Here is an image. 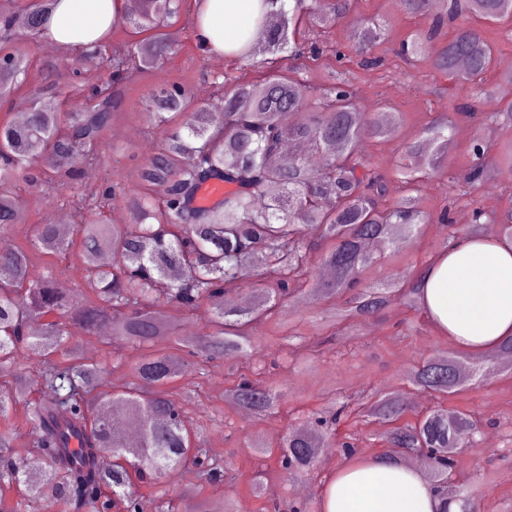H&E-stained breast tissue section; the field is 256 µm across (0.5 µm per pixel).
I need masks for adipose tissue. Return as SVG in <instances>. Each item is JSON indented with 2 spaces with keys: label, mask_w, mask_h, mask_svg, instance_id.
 Here are the masks:
<instances>
[{
  "label": "adipose tissue",
  "mask_w": 512,
  "mask_h": 512,
  "mask_svg": "<svg viewBox=\"0 0 512 512\" xmlns=\"http://www.w3.org/2000/svg\"><path fill=\"white\" fill-rule=\"evenodd\" d=\"M125 10V0H55L45 39L62 48L90 46ZM196 44L209 57L238 47L257 15L258 0H199ZM419 302L439 332L468 353H482L512 338V238H458L421 275ZM319 512H462L420 472L380 459L337 469L324 486Z\"/></svg>",
  "instance_id": "obj_1"
}]
</instances>
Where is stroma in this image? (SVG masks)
Returning <instances> with one entry per match:
<instances>
[{
	"mask_svg": "<svg viewBox=\"0 0 512 512\" xmlns=\"http://www.w3.org/2000/svg\"><path fill=\"white\" fill-rule=\"evenodd\" d=\"M193 9V0H184L182 16L173 26L178 33L177 39L171 42L173 55L161 68L133 77L125 86L120 107L122 117L104 132L99 142V153L110 164V178L126 187H137L144 160L165 141V127L151 123L145 115L156 89L182 84L191 90L196 100L211 108L224 95L213 76L228 69L231 62L203 56L197 49L193 38ZM374 16L386 22L384 40L374 50L375 55L383 59V67L362 69L351 65L346 67L345 73L360 86L364 105L371 108L382 100L404 114L395 136L363 144V152L371 161L390 167L399 161L407 142L419 138L433 119L447 113L449 102L466 99L469 89L449 84L447 78L426 65L410 67L397 56L396 49L407 33L429 24L428 17L404 13L397 0H356L351 14L337 20L327 37L337 46H350L358 20ZM489 37L495 45V69L488 79L495 88L497 102L504 104L512 101V96L505 92L503 80L504 74L512 72V23L504 21L493 26ZM26 44L31 55L40 62L39 67L29 70L24 80L25 89L33 94L44 84L43 64L66 66L69 54L40 37L27 39ZM474 133L472 123L456 120L448 139L447 169L429 175L420 187L422 208L434 212L449 208L453 224L462 230L469 226L473 208L497 213L512 208V178L507 177L501 167L492 172L473 196L462 197L454 192L450 179L463 177L468 166L465 148ZM76 190L73 184L44 186L22 191L17 199L28 224H42L55 220ZM49 195L55 199L51 207L43 204ZM446 236L445 225H423L416 237L386 251L381 265L365 272V281L376 282L392 270L405 273L423 269L441 254ZM319 314V306L303 301L292 306L290 315L302 333L298 339L289 337L287 330H274L269 323L257 329L250 365L266 366L275 356L281 362L280 368L269 377L281 401L278 409L264 421L257 423L236 413H225L224 392L232 379L230 364L208 368L194 397L186 396V383L170 388L171 398L188 413L189 429L198 433L214 458L231 464L239 480L229 485L202 486L193 470L183 468L176 471L167 484L155 488L149 497L151 506H159L166 494L186 486L191 490L188 503L206 501L219 510L228 502L235 507L247 506L249 512H261L264 502L273 500L285 505L295 500V487L303 485L308 490L305 500L309 512H318L321 490L336 470L344 466V458L335 457L330 465H317L306 474L270 476L264 482L265 494L258 498L252 493L251 480L260 463L248 446L249 440L260 438L276 443L289 425L301 423L311 411L324 407L338 391L345 389L359 395L395 388L400 384L404 368L454 348L448 336L438 333L415 311L396 302L384 317L352 332L346 348L327 345L318 355L294 356L293 350L300 346L302 337L315 333ZM456 404L493 422L477 444L461 457L460 468L466 473L481 470V477L474 480L479 512H498L501 502L512 498V456L502 452L504 435L512 430V370L501 374L493 383L466 392Z\"/></svg>",
	"mask_w": 512,
	"mask_h": 512,
	"instance_id": "1",
	"label": "stroma"
}]
</instances>
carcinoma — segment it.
Listing matches in <instances>:
<instances>
[{"mask_svg": "<svg viewBox=\"0 0 512 512\" xmlns=\"http://www.w3.org/2000/svg\"><path fill=\"white\" fill-rule=\"evenodd\" d=\"M52 0L22 3L0 13V107L26 102L25 123H0V229L26 221L15 195L25 184L51 185L67 176L80 182L64 217L69 227L32 224L25 241L0 251V364L19 371L9 388H0V420L17 416L32 425L33 450L13 452L17 429H0V512H104L110 498L126 512H139L142 488L166 482L180 468L192 467L201 483H234L237 474L195 444L186 411L166 390L204 363L247 359L256 325L273 317L294 330L288 303L303 299L322 305L319 329L324 342L384 314L396 300L418 310L420 275L390 272L368 284L363 273L380 265L381 251L398 238H411L433 215L416 196L423 178L444 168L452 120L438 117L425 137L406 144L399 164L382 169L362 152L368 139L395 134L401 115L387 112L380 124L359 105L361 91L345 79L316 86L295 68L280 65V55L317 61L327 53L345 54L320 39L323 30L349 15L353 0H261L254 23L243 33L245 58L262 56L255 77L224 73L220 106L224 123L210 122L208 110L179 84L154 93L147 115L167 126L166 142L142 164L139 187L97 181L99 137L112 126L122 88L135 72L160 68L172 52L167 29L180 16V0H140L139 10L113 23L92 52L110 72L108 81L81 89V106L64 111L61 80L53 75L30 99L19 76L31 66L22 34L44 28ZM409 15L430 14L431 0H399ZM464 16L449 37L439 36L443 14L432 27L411 31L402 42L407 62L427 63L454 84L472 89V100L456 105L460 118L485 125L512 126V103L495 101L486 83L494 48L483 26L512 18V0H454ZM125 38L114 40L117 31ZM383 38L372 20L360 23L353 53L361 67L382 64L374 48ZM463 193L477 190L489 172L512 164V146L497 147L484 136L470 146ZM35 157L43 159L33 165ZM222 181L224 198L200 208L197 191ZM400 195L387 202L388 194ZM115 203L130 220L109 224L105 212ZM512 237V210L473 209L467 234L480 235L486 224ZM322 229L320 243L308 242L306 229ZM320 252L330 276L313 272L312 253ZM77 258L85 271L83 289L72 296L59 281L63 263ZM43 263L48 274L34 279L30 267ZM256 273L254 301L240 307L225 293ZM174 304L188 312L201 306L208 331L187 335L166 313ZM101 327L119 346L139 350L128 377L116 375L103 360L83 355L80 342ZM168 340L170 348L158 342ZM512 358V340L493 353L449 352L408 368L402 386L362 397L341 392L327 410L305 425L288 427L265 457L291 474L311 470L318 449L358 454V425L375 424L386 451L396 460L421 449L429 480L448 493L459 457L473 447L484 420L472 410L450 409L457 394L496 377ZM426 392L434 407L408 418L405 387ZM224 404L246 418L262 420L277 408L275 389L261 372L238 374ZM108 449L116 463L101 471L98 451Z\"/></svg>", "mask_w": 512, "mask_h": 512, "instance_id": "carcinoma-1", "label": "carcinoma"}]
</instances>
